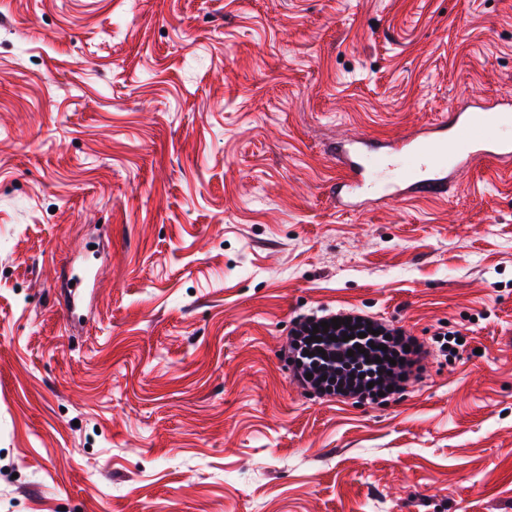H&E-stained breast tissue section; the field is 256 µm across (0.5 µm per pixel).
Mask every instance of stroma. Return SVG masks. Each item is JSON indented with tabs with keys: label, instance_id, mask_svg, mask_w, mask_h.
Masks as SVG:
<instances>
[{
	"label": "stroma",
	"instance_id": "35a3bbf8",
	"mask_svg": "<svg viewBox=\"0 0 512 512\" xmlns=\"http://www.w3.org/2000/svg\"><path fill=\"white\" fill-rule=\"evenodd\" d=\"M480 100L512 0H0V512H512V171L336 206L337 141ZM348 307L468 346L306 395Z\"/></svg>",
	"mask_w": 512,
	"mask_h": 512
}]
</instances>
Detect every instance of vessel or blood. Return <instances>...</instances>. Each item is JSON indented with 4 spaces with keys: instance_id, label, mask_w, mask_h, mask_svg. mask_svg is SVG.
<instances>
[{
    "instance_id": "obj_1",
    "label": "vessel or blood",
    "mask_w": 512,
    "mask_h": 512,
    "mask_svg": "<svg viewBox=\"0 0 512 512\" xmlns=\"http://www.w3.org/2000/svg\"><path fill=\"white\" fill-rule=\"evenodd\" d=\"M510 123L507 112H454L407 141L339 143L336 161L344 176L336 185V204L355 211L407 194L443 197L450 172L460 166L491 159L512 167V140L486 133Z\"/></svg>"
}]
</instances>
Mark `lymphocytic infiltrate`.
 Here are the masks:
<instances>
[{
    "label": "lymphocytic infiltrate",
    "mask_w": 512,
    "mask_h": 512,
    "mask_svg": "<svg viewBox=\"0 0 512 512\" xmlns=\"http://www.w3.org/2000/svg\"><path fill=\"white\" fill-rule=\"evenodd\" d=\"M339 328L331 314L298 316L284 348L293 382L303 390L359 403L378 400L381 392L401 391L418 380L429 346L404 328L357 310L341 312ZM328 323V331L315 325Z\"/></svg>",
    "instance_id": "f902f5d3"
}]
</instances>
